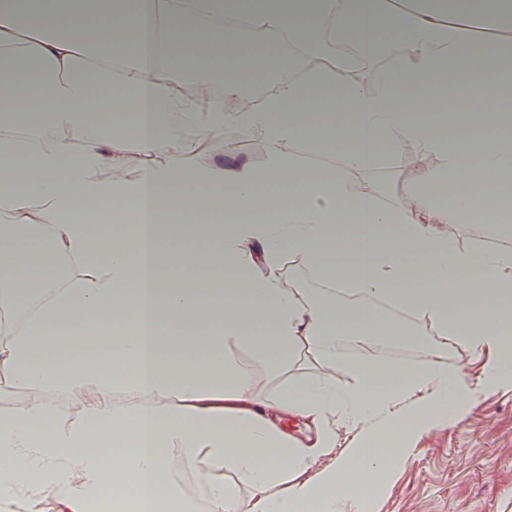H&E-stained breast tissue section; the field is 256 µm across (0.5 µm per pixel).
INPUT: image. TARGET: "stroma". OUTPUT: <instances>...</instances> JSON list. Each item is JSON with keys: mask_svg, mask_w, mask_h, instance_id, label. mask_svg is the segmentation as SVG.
Returning a JSON list of instances; mask_svg holds the SVG:
<instances>
[{"mask_svg": "<svg viewBox=\"0 0 512 512\" xmlns=\"http://www.w3.org/2000/svg\"><path fill=\"white\" fill-rule=\"evenodd\" d=\"M419 175L418 165L407 164L365 172L356 181L367 190L386 189L396 199L416 186ZM234 354L262 398L294 380L342 379L310 347L278 375L245 348ZM371 512H512V388L481 396L463 418L427 434Z\"/></svg>", "mask_w": 512, "mask_h": 512, "instance_id": "stroma-1", "label": "stroma"}]
</instances>
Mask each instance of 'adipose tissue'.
Segmentation results:
<instances>
[{"label": "adipose tissue", "mask_w": 512, "mask_h": 512, "mask_svg": "<svg viewBox=\"0 0 512 512\" xmlns=\"http://www.w3.org/2000/svg\"><path fill=\"white\" fill-rule=\"evenodd\" d=\"M427 159L399 201L355 186ZM509 175L512 0H0V385L28 396L0 413V512H363L512 384ZM397 309L434 329L418 365L344 360L412 341ZM303 344L351 384L261 400L228 354L278 374ZM458 347L476 373L434 361ZM440 231H442L444 234H449L454 237H456L460 244L464 246H486V245H496L495 240L492 239H485L481 236L474 234L470 230H465L461 228L460 226H456L454 224H443L440 226ZM295 257H285L281 264V275L288 281L291 280L296 284H299L301 288H310L316 290V288H323L321 284L313 277L310 271L306 269L303 263H287L293 261ZM173 478L182 486L185 494L197 501L202 499L203 486L198 476L187 469L177 453L170 456Z\"/></svg>", "instance_id": "adipose-tissue-1"}]
</instances>
